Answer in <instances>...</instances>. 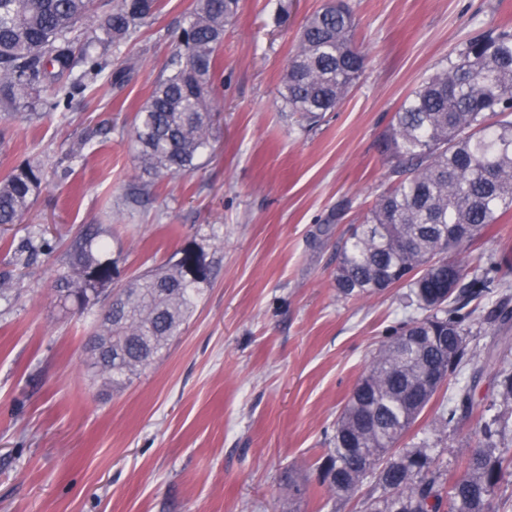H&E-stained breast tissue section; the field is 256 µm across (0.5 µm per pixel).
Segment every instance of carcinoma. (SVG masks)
Here are the masks:
<instances>
[{
  "label": "carcinoma",
  "mask_w": 512,
  "mask_h": 512,
  "mask_svg": "<svg viewBox=\"0 0 512 512\" xmlns=\"http://www.w3.org/2000/svg\"><path fill=\"white\" fill-rule=\"evenodd\" d=\"M158 0H113L102 24L106 39L126 38L151 17ZM94 0H0V87L15 103L56 112L105 63L84 58L69 79L78 23ZM239 0H199L180 35L184 56L160 79L135 117L142 173L156 178L195 168L213 123L217 52ZM356 22L346 0H325L300 27L282 76L283 110L311 122L348 96L364 69ZM51 86L49 95L32 93ZM397 182L383 192L343 241L334 287L345 297H369L396 284L409 288L408 306L422 313L397 328L372 357L337 421L320 478L327 501L350 497L369 482L365 512H491L495 488L512 458L498 448L496 420L479 428L481 445L456 475L439 463L427 441L400 442L436 390L423 391L435 368L464 363L463 336L475 299L495 301L487 321L512 313L497 300L505 276L493 257L467 258L500 216L512 208V29L491 28L455 46L404 100L381 144ZM43 183L42 169L23 164L0 179V225L17 224ZM84 235L58 275L56 299L83 311L114 283L118 261ZM185 248L172 264L112 288L115 300L98 317L96 345L85 348L99 373L121 387L149 368L178 336L209 278L189 281ZM473 386L461 388L434 431L473 413Z\"/></svg>",
  "instance_id": "obj_1"
}]
</instances>
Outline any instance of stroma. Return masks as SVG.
Segmentation results:
<instances>
[{
    "instance_id": "stroma-1",
    "label": "stroma",
    "mask_w": 512,
    "mask_h": 512,
    "mask_svg": "<svg viewBox=\"0 0 512 512\" xmlns=\"http://www.w3.org/2000/svg\"><path fill=\"white\" fill-rule=\"evenodd\" d=\"M323 0H241L219 50L215 127L197 167L144 181L135 115L180 51L197 0H159L104 44L112 0H96L80 45L127 71L69 107L29 117L0 95V178L40 166L21 223L0 225V512H322L317 462L373 355L414 317L406 287L346 298L338 247L392 179L380 144L403 100L458 43L512 26V0H349L366 67L313 126L278 90L296 32ZM131 279L181 248L201 250L208 288L181 334L124 387L105 383L84 344L101 307L57 304V275L81 234ZM49 240L51 254L29 245ZM466 366L448 376L404 441L433 439L458 389L474 413L448 428L440 461L461 472L478 418L512 372V322L471 302ZM480 378H473V366ZM300 481L292 496L285 469Z\"/></svg>"
}]
</instances>
